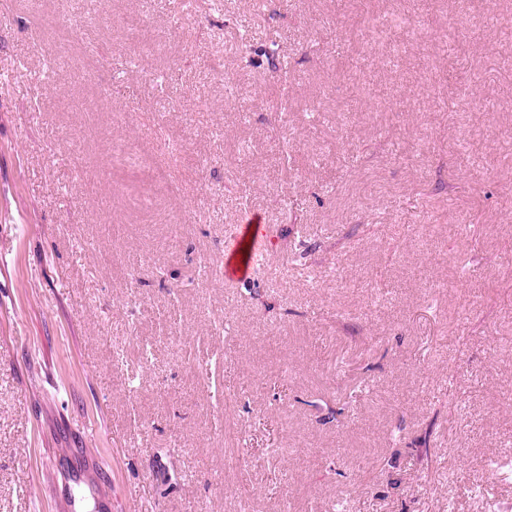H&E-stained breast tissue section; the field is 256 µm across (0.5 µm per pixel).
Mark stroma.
<instances>
[{
    "instance_id": "1",
    "label": "stroma",
    "mask_w": 512,
    "mask_h": 512,
    "mask_svg": "<svg viewBox=\"0 0 512 512\" xmlns=\"http://www.w3.org/2000/svg\"><path fill=\"white\" fill-rule=\"evenodd\" d=\"M209 4L0 0V512H512V0ZM231 236L234 246L224 254L221 277L225 282H238L252 274L251 257L265 252L266 228L263 224H238Z\"/></svg>"
}]
</instances>
